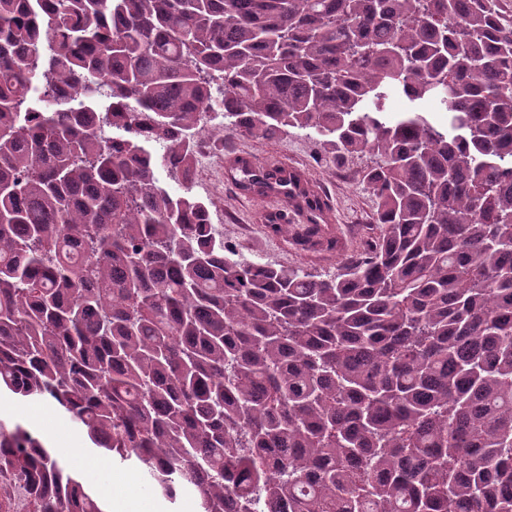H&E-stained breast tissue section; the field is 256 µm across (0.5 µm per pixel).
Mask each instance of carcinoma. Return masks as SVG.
<instances>
[{
    "label": "carcinoma",
    "mask_w": 512,
    "mask_h": 512,
    "mask_svg": "<svg viewBox=\"0 0 512 512\" xmlns=\"http://www.w3.org/2000/svg\"><path fill=\"white\" fill-rule=\"evenodd\" d=\"M211 121L382 157L377 235L333 274L235 256L159 177L188 179ZM230 178L336 249L303 173ZM0 389L199 512H512V15L0 0ZM1 475L26 512H106L7 417Z\"/></svg>",
    "instance_id": "obj_1"
}]
</instances>
